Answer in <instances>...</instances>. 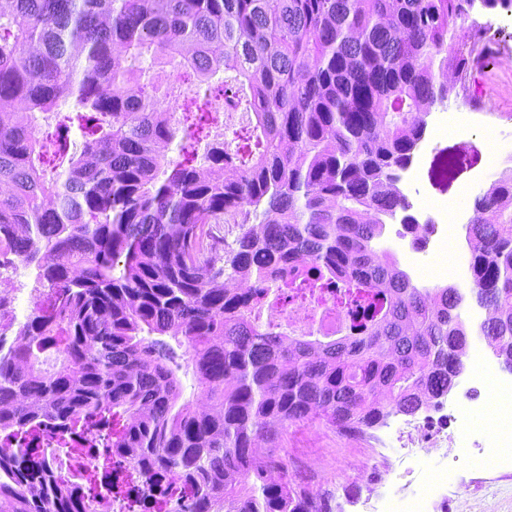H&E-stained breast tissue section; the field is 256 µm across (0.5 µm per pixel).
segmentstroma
I'll list each match as a JSON object with an SVG mask.
<instances>
[{"mask_svg": "<svg viewBox=\"0 0 512 512\" xmlns=\"http://www.w3.org/2000/svg\"><path fill=\"white\" fill-rule=\"evenodd\" d=\"M466 84L468 94L451 99L449 111L468 116L472 128L490 126L500 132L503 153L496 167H511L512 66L484 65L482 71L471 73ZM490 148L483 136L471 131L438 138L420 162L422 195L456 199L471 207L473 168L450 173L446 163L452 154L485 157ZM454 433L452 421L431 409L409 419L390 415L384 425L352 437L319 421L291 426L282 431L279 448L290 471L311 476L315 489L334 495V512H372L370 484L391 476L398 484L419 491L435 472L433 462L415 465L413 459L402 456V449L416 447L421 439L443 449L447 437ZM435 512H512V472L490 473L476 480L470 472L461 471L456 487L449 489L447 500L438 504Z\"/></svg>", "mask_w": 512, "mask_h": 512, "instance_id": "35a3bbf8", "label": "stroma"}]
</instances>
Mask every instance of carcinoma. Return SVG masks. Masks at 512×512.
<instances>
[{
  "label": "carcinoma",
  "mask_w": 512,
  "mask_h": 512,
  "mask_svg": "<svg viewBox=\"0 0 512 512\" xmlns=\"http://www.w3.org/2000/svg\"><path fill=\"white\" fill-rule=\"evenodd\" d=\"M512 0H0V270L43 288L0 342V436L54 421L112 422V456L191 493L168 512H333L288 472L279 429L322 421L360 435L438 406L463 369L455 286L419 289L381 244L400 219L423 242L392 174L427 117L499 50L474 12ZM224 71V111L253 112V145L170 160L177 127L124 91L130 57L181 55ZM73 103L46 179L37 113ZM241 233L227 242L224 228ZM469 289L493 312L481 339L512 364V168L473 199ZM365 301L354 334L284 340L249 319L302 264ZM184 348L209 405L181 401ZM55 351L58 368L39 357ZM259 441L268 444L257 452ZM40 485L37 496L25 494ZM0 512H87L30 452L0 457Z\"/></svg>",
  "instance_id": "obj_1"
}]
</instances>
